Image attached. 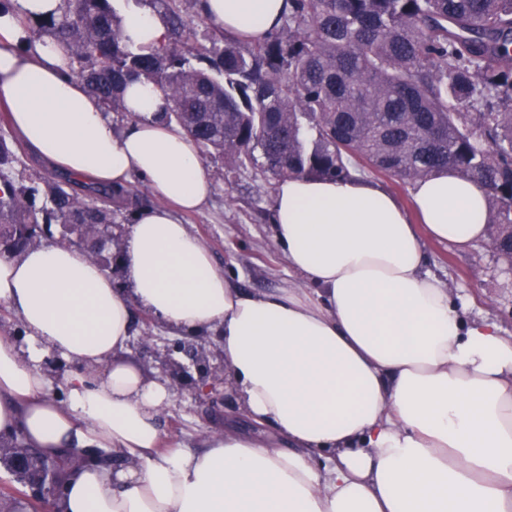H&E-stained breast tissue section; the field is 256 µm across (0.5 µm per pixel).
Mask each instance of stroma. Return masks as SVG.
<instances>
[{
  "mask_svg": "<svg viewBox=\"0 0 512 512\" xmlns=\"http://www.w3.org/2000/svg\"><path fill=\"white\" fill-rule=\"evenodd\" d=\"M214 193L201 211L183 216L215 264L235 286L254 293L302 287L275 240L270 221L277 181L257 170L231 173L226 162L203 155ZM427 270L447 284L452 296L471 300L473 315L495 322L502 336L512 338V269L497 258L488 242L461 253L448 245L426 241ZM178 338L166 324L133 311L132 335L122 352L152 378L168 381L163 364L167 347ZM173 400L159 415L164 440L187 448L200 447L206 432L224 427L223 412L213 410L206 393L171 387Z\"/></svg>",
  "mask_w": 512,
  "mask_h": 512,
  "instance_id": "obj_1",
  "label": "stroma"
}]
</instances>
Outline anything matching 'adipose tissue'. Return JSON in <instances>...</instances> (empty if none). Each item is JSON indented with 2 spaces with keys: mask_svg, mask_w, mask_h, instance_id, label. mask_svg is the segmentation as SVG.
Returning a JSON list of instances; mask_svg holds the SVG:
<instances>
[{
  "mask_svg": "<svg viewBox=\"0 0 512 512\" xmlns=\"http://www.w3.org/2000/svg\"><path fill=\"white\" fill-rule=\"evenodd\" d=\"M61 0H15L0 15V97L12 128L76 179H142L158 199L136 210L125 285L75 248L51 243L0 259V309L27 342L0 338V434L55 457L97 448L66 474L54 512H512V339L469 314L426 270L424 238L483 241L488 192L454 173L417 180L413 211L356 176L281 179L272 223L301 288L253 294L218 269L181 214L214 186L197 144L144 78L128 80L115 131L61 44L30 42L23 18ZM287 0H199L225 34L258 42ZM130 49L167 40L148 10L122 16ZM190 336L215 333L248 418L275 442L230 426L199 448L162 447L173 394L123 358L134 308ZM74 365L50 396L46 351Z\"/></svg>",
  "mask_w": 512,
  "mask_h": 512,
  "instance_id": "adipose-tissue-1",
  "label": "adipose tissue"
}]
</instances>
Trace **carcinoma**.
<instances>
[{
    "label": "carcinoma",
    "instance_id": "cac0c4a2",
    "mask_svg": "<svg viewBox=\"0 0 512 512\" xmlns=\"http://www.w3.org/2000/svg\"><path fill=\"white\" fill-rule=\"evenodd\" d=\"M168 39L140 54L124 42L112 0H62L24 25L66 48L73 74L104 111L125 112L143 77L170 94L169 121L234 172L344 178L360 168L413 183L451 170L489 190L497 255L512 240V0H288L258 43L215 29L183 37L181 0H160ZM0 257L44 236H76L106 271L121 255L112 225L149 202L130 189L77 192L26 172L0 132ZM0 439V463L27 452Z\"/></svg>",
    "mask_w": 512,
    "mask_h": 512
}]
</instances>
